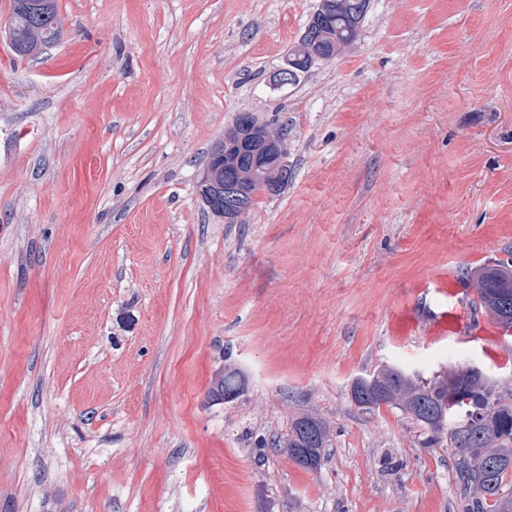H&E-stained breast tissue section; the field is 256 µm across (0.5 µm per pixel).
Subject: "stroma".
I'll list each match as a JSON object with an SVG mask.
<instances>
[{
	"label": "stroma",
	"instance_id": "stroma-1",
	"mask_svg": "<svg viewBox=\"0 0 512 512\" xmlns=\"http://www.w3.org/2000/svg\"><path fill=\"white\" fill-rule=\"evenodd\" d=\"M318 0H0V512H460L452 449L352 380L464 364L512 391L465 270L512 253V0H371L278 89ZM291 172L238 223L198 185L238 112ZM241 370L230 403L207 392ZM309 411L319 471L274 448ZM9 40L18 56H37L59 37L57 0H13ZM329 58L330 57H327L324 54L313 51L311 48L308 54L303 52L301 58L298 56L295 58V60H297L296 65H293L292 62H290L288 66L287 61L285 66L277 69L273 83L277 87L295 84L300 75L307 73L317 61L329 60ZM247 389V380L244 374L236 368L225 367L217 371L212 379L207 397H232L228 402L237 400ZM227 402V403H228Z\"/></svg>",
	"mask_w": 512,
	"mask_h": 512
}]
</instances>
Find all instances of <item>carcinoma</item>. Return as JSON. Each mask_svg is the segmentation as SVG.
Masks as SVG:
<instances>
[{
  "mask_svg": "<svg viewBox=\"0 0 512 512\" xmlns=\"http://www.w3.org/2000/svg\"><path fill=\"white\" fill-rule=\"evenodd\" d=\"M353 0H338L319 32V47L342 53L356 41ZM59 37L57 0H13L9 40L18 56H36ZM236 126L212 148L214 157L203 173L201 196L224 197L230 180L245 192L247 208L254 205V191L274 178L270 168L253 166L240 152ZM481 311L504 325L512 323V260H498L468 274ZM247 389L244 374L236 368L217 371L208 397L234 400ZM452 395L460 396L455 419L440 420L441 408ZM350 398L359 409L371 412L382 405L399 409L415 422L425 448H452L469 490L464 512H512V396L503 394L480 370L467 366L448 368L441 375L420 379L396 365H383L354 379ZM330 426L311 412L292 417L285 436L275 446L307 471L321 468L330 447Z\"/></svg>",
  "mask_w": 512,
  "mask_h": 512,
  "instance_id": "carcinoma-1",
  "label": "carcinoma"
}]
</instances>
